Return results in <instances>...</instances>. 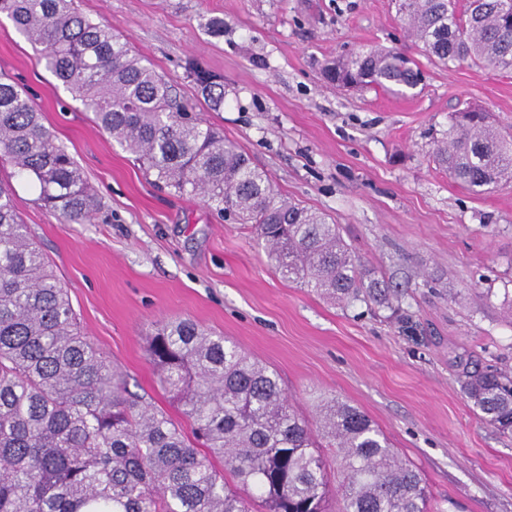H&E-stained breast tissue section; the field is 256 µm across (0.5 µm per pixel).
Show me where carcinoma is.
Listing matches in <instances>:
<instances>
[{"instance_id":"cac0c4a2","label":"carcinoma","mask_w":512,"mask_h":512,"mask_svg":"<svg viewBox=\"0 0 512 512\" xmlns=\"http://www.w3.org/2000/svg\"><path fill=\"white\" fill-rule=\"evenodd\" d=\"M504 0H395L411 36L443 64L512 71ZM0 14L109 136L179 195L201 194L249 224L282 278L333 303L399 302L366 280L339 226L280 197L232 142L175 104L165 79L75 0H0ZM186 71L210 105L224 80L196 60ZM346 89L416 88L421 72L376 46L328 63ZM435 161L476 194L512 181V141L479 112L451 116ZM35 179L68 224L98 201L57 146L30 96L0 78V158ZM149 352L159 386L190 429L128 390L124 372L83 332L68 291L0 184V512H445L375 423L334 396L297 412L278 374L191 319L161 322ZM467 398L512 433V375L463 369ZM224 462L218 469L213 459Z\"/></svg>"}]
</instances>
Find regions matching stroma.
<instances>
[{
  "label": "stroma",
  "instance_id": "obj_1",
  "mask_svg": "<svg viewBox=\"0 0 512 512\" xmlns=\"http://www.w3.org/2000/svg\"><path fill=\"white\" fill-rule=\"evenodd\" d=\"M76 4L266 171L282 198L335 221L362 270L400 293L396 310L341 306L283 279L249 226L156 184L1 15L0 75L31 94L101 208L67 224L3 160L0 183L130 391L168 408L151 325L190 318L275 370L307 418L322 394L364 411L450 512H512V436L482 418L459 378L466 364L512 371V184L475 195L431 157L467 105L512 138V72L427 57L392 0ZM212 17L223 18V34L206 29ZM368 45L406 53L422 84L397 95L323 79L327 62ZM191 59L223 77V109L198 94Z\"/></svg>",
  "mask_w": 512,
  "mask_h": 512
}]
</instances>
